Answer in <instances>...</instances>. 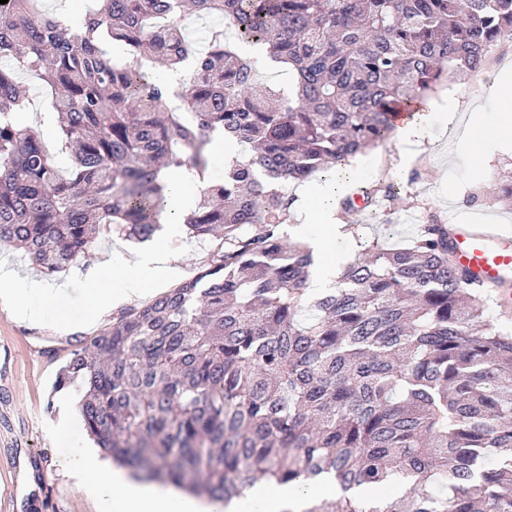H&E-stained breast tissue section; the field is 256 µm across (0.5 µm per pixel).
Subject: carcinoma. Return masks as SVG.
Returning a JSON list of instances; mask_svg holds the SVG:
<instances>
[{"instance_id": "1", "label": "carcinoma", "mask_w": 512, "mask_h": 512, "mask_svg": "<svg viewBox=\"0 0 512 512\" xmlns=\"http://www.w3.org/2000/svg\"><path fill=\"white\" fill-rule=\"evenodd\" d=\"M34 2L3 5L0 60L50 89L71 166L21 125L28 98L0 67V241L53 274L106 228L148 240L166 170L205 185L184 223L217 241L196 277L61 369L106 455L226 503L259 477L332 473L344 495L305 512H512V331L454 264L448 226L420 225L407 247L372 241L319 295L310 251L282 232L286 185L349 164L390 136L395 112L484 69L512 38V0H97L86 33ZM187 12L224 19L237 42L194 53ZM97 30L127 63H111ZM240 43L288 70V94L258 79ZM144 59L190 60L189 79L172 92ZM218 134L252 152L212 181ZM360 191L366 207L395 194L379 181ZM394 474L413 486L390 505L346 495Z\"/></svg>"}]
</instances>
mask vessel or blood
<instances>
[{"mask_svg":"<svg viewBox=\"0 0 512 512\" xmlns=\"http://www.w3.org/2000/svg\"><path fill=\"white\" fill-rule=\"evenodd\" d=\"M450 244L457 266L468 270L476 284L490 291L504 315L512 314V232L500 224H474L460 218L451 221Z\"/></svg>","mask_w":512,"mask_h":512,"instance_id":"obj_1","label":"vessel or blood"}]
</instances>
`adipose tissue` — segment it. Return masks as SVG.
Returning a JSON list of instances; mask_svg holds the SVG:
<instances>
[{
	"instance_id": "obj_1",
	"label": "adipose tissue",
	"mask_w": 512,
	"mask_h": 512,
	"mask_svg": "<svg viewBox=\"0 0 512 512\" xmlns=\"http://www.w3.org/2000/svg\"><path fill=\"white\" fill-rule=\"evenodd\" d=\"M495 96L500 105L497 112L489 114L477 110L473 113L471 126L478 132V145L482 148L512 136V79L499 81ZM168 183L165 219L168 242L109 263L108 274L116 279L117 285L91 292V320L104 318L112 308L152 296L174 275V256L169 241L181 233L184 186L175 175L170 176ZM357 185L356 178L345 171L336 181L302 186L297 190L293 210L306 217H315L324 228L323 234L306 239L316 260L310 281L315 292L332 288L339 275L343 257L338 249L348 243L349 233L336 201L351 194ZM44 291L40 280L0 275V306L19 318H26L28 314L24 299ZM60 466L74 485L99 505L100 512H244V503L248 500L256 501L258 512H303L309 501L333 498L341 493L334 477L327 475L275 488L258 482L246 491L244 499L224 503L170 484L135 480L124 468L100 459L92 448L70 450L61 457Z\"/></svg>"
}]
</instances>
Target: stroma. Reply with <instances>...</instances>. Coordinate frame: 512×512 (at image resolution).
<instances>
[{"instance_id":"obj_1","label":"stroma","mask_w":512,"mask_h":512,"mask_svg":"<svg viewBox=\"0 0 512 512\" xmlns=\"http://www.w3.org/2000/svg\"><path fill=\"white\" fill-rule=\"evenodd\" d=\"M503 72L512 74L511 39L497 45L494 63L478 75L448 81L428 97V109L413 115L423 128L428 149L421 162L399 168V147L393 136L379 146L377 154L364 156L356 167L361 182L376 180L378 161L386 159L397 169L390 178L396 195L393 200L379 201L372 212H351L349 222L356 243L376 238L409 243L433 213L444 221L449 214L465 209L478 221L512 222V209L496 200L500 174L512 171V139L488 147L483 168H476L466 141L469 112L451 116L442 107L444 98L456 93L469 98L473 107L494 108V79ZM471 192L478 203L470 208L465 199ZM137 246L135 240L106 232L76 264L47 274L13 246L0 243V263L67 291L60 299H27L35 314L28 321L16 319L0 307V512H98L97 505L76 489L58 466L64 449L91 446L93 438L76 412L71 415L66 437L55 436L53 427L62 401L75 406L81 398L75 388L57 387L56 380L79 342L110 329L123 313L118 307L102 321L86 320L81 293L91 287V273L97 272L100 261ZM212 247L209 241L178 237L173 248L181 261L171 285L196 276ZM62 318L68 327L60 332L55 325Z\"/></svg>"}]
</instances>
